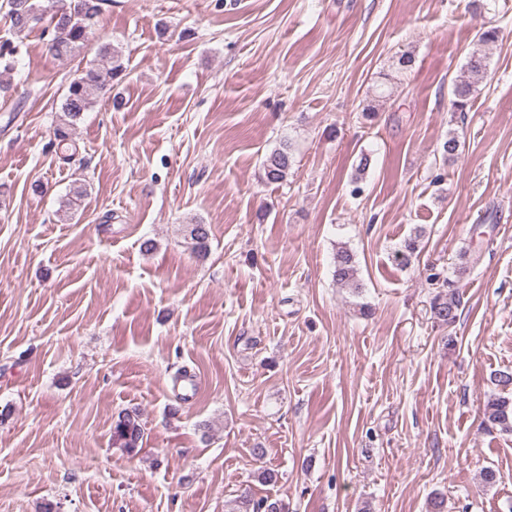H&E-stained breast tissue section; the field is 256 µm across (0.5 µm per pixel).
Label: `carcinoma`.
<instances>
[{
	"label": "carcinoma",
	"mask_w": 512,
	"mask_h": 512,
	"mask_svg": "<svg viewBox=\"0 0 512 512\" xmlns=\"http://www.w3.org/2000/svg\"><path fill=\"white\" fill-rule=\"evenodd\" d=\"M108 0H7V18L10 27L21 34L41 23L49 32L48 48L52 55L67 60L87 47L95 34L99 18ZM99 63L77 73L69 81L56 116L54 136L61 146V159H71L68 140L71 131L80 122L83 114L91 111L99 99L106 94L109 82L123 72L121 57L112 49V44L103 43L98 47ZM18 52L11 47L0 49V75L15 70ZM489 73L488 57L474 51L469 54L461 75L455 81L450 101L451 112L465 114L470 103ZM292 165V155L288 142H282L263 160V180L268 184H279L288 177ZM187 237L191 250L199 257L208 252L209 229L205 224L187 225ZM418 250L417 237L403 241L396 256L405 265L411 263ZM333 277L341 287H358V266L352 251L345 245L336 247L333 257ZM429 279L439 283V291L434 295L430 309L440 325L450 326L459 318L461 300L448 279H440V274L432 273ZM487 423L492 428L512 432V398L494 397L488 401ZM144 437V424L137 410L124 409L118 412L112 424V446L126 454L137 453ZM229 512H288V506L280 500L267 497L255 498L245 492L230 503Z\"/></svg>",
	"instance_id": "obj_1"
}]
</instances>
